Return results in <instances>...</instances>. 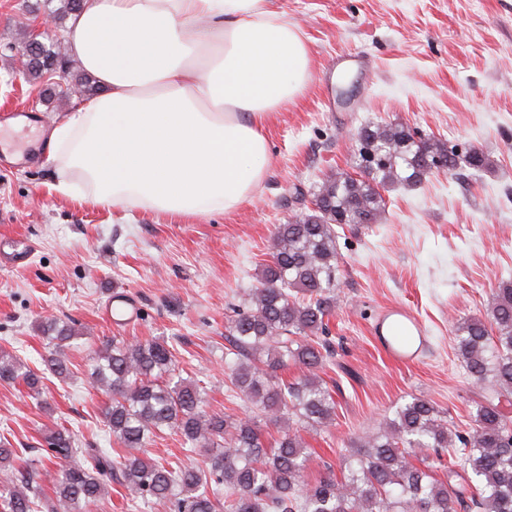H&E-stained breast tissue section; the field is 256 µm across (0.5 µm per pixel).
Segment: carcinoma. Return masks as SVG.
<instances>
[{
	"label": "carcinoma",
	"instance_id": "1",
	"mask_svg": "<svg viewBox=\"0 0 512 512\" xmlns=\"http://www.w3.org/2000/svg\"><path fill=\"white\" fill-rule=\"evenodd\" d=\"M51 2L25 8L56 20L82 8V0H60L53 10ZM26 47L30 77L54 71L82 97L99 90L87 73L68 76L69 56L54 43L30 39ZM360 133L354 150L359 177L327 176L313 193L318 208L275 226L260 286L229 319L224 364L248 413L207 411L206 388L176 375V352L166 340L114 336L93 351L91 376L110 398L104 423L125 453L79 447L75 433L54 430L44 437L48 460L59 467L53 474L20 456L27 449L0 440V512H86L114 483L149 512H512V430L496 403L512 396V282L496 289L485 316L456 329L455 355L473 382L491 388L476 406L471 431L451 429L435 403L414 397L378 430L358 437L355 449L340 458V474L330 469L312 484L304 480L312 450L300 431H321L336 418V401L320 377L334 349L319 339L338 300L336 228L379 223L386 208L381 191L421 183L433 175L428 166L437 158L444 174L489 166L476 148L460 153L458 145L419 136L402 123L368 124ZM44 330L49 368L68 374L62 351L75 338L74 325L51 319ZM291 363L302 374L285 382L278 372ZM0 383H22L34 396L42 394L41 377L5 351ZM262 421L278 428L269 449ZM167 431L203 450L205 466L174 469L146 456L142 448ZM447 448L460 458L442 477L413 462ZM460 468L475 480H458Z\"/></svg>",
	"mask_w": 512,
	"mask_h": 512
}]
</instances>
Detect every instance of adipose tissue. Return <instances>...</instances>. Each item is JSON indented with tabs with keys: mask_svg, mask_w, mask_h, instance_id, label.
Segmentation results:
<instances>
[{
	"mask_svg": "<svg viewBox=\"0 0 512 512\" xmlns=\"http://www.w3.org/2000/svg\"><path fill=\"white\" fill-rule=\"evenodd\" d=\"M64 43L102 91L49 130L55 191L172 217L253 197L264 127L311 66L299 26L268 0H83Z\"/></svg>",
	"mask_w": 512,
	"mask_h": 512,
	"instance_id": "obj_1",
	"label": "adipose tissue"
}]
</instances>
